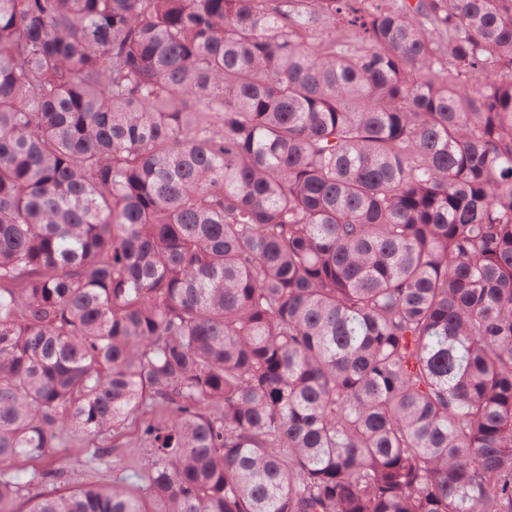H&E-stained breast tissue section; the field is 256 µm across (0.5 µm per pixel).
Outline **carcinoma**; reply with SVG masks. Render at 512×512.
I'll return each mask as SVG.
<instances>
[{
	"label": "carcinoma",
	"instance_id": "1",
	"mask_svg": "<svg viewBox=\"0 0 512 512\" xmlns=\"http://www.w3.org/2000/svg\"><path fill=\"white\" fill-rule=\"evenodd\" d=\"M0 512H512V0H0ZM56 458L68 471L73 485H81L90 478L93 465L89 462L90 454L82 448H59Z\"/></svg>",
	"mask_w": 512,
	"mask_h": 512
}]
</instances>
